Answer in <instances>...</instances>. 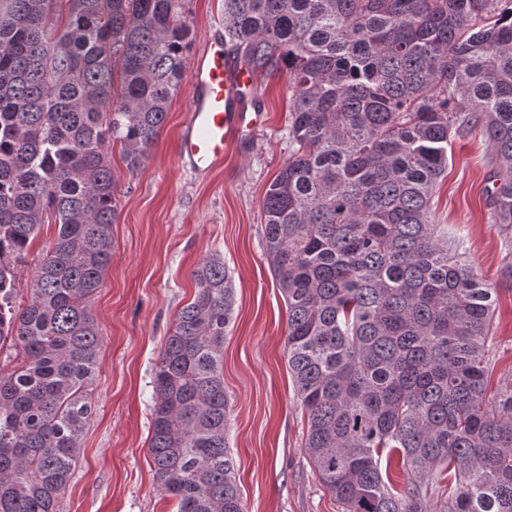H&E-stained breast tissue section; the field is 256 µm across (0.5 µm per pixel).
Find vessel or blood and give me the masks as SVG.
<instances>
[{"label": "vessel or blood", "mask_w": 512, "mask_h": 512, "mask_svg": "<svg viewBox=\"0 0 512 512\" xmlns=\"http://www.w3.org/2000/svg\"><path fill=\"white\" fill-rule=\"evenodd\" d=\"M254 77L211 40L188 70L189 117L179 135L182 161L197 174L223 163L232 143L254 133L259 120L250 99Z\"/></svg>", "instance_id": "1"}]
</instances>
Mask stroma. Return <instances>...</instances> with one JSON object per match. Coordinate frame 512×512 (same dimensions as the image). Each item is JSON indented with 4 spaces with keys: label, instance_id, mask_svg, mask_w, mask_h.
Masks as SVG:
<instances>
[{
    "label": "stroma",
    "instance_id": "35a3bbf8",
    "mask_svg": "<svg viewBox=\"0 0 512 512\" xmlns=\"http://www.w3.org/2000/svg\"><path fill=\"white\" fill-rule=\"evenodd\" d=\"M191 53L224 34V0H187ZM187 91L171 103L141 171L128 174L111 148L117 220L112 260L91 299L101 333L94 414L80 441L61 512H173L149 453L152 373L179 310L192 301L191 273L220 256L233 281L234 317L224 341L227 439L245 512H344L305 450L306 419L283 355L287 308L264 252L262 199L290 155L285 75L257 78L261 126L239 140L222 168L193 173L178 156ZM480 133L456 138L432 200L438 224L492 287L496 308L489 388L512 385V230L491 223L492 171Z\"/></svg>",
    "mask_w": 512,
    "mask_h": 512
}]
</instances>
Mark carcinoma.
I'll list each match as a JSON object with an SVG mask.
<instances>
[{"label":"carcinoma","mask_w":512,"mask_h":512,"mask_svg":"<svg viewBox=\"0 0 512 512\" xmlns=\"http://www.w3.org/2000/svg\"><path fill=\"white\" fill-rule=\"evenodd\" d=\"M184 2L0 0V512H60L94 413L108 149L134 174L158 138L188 61ZM224 44L291 89L265 256L319 480L344 512H512V388L487 395L493 289L431 208L448 147L479 128L491 217L512 228V0H224ZM192 277L153 370L155 481L177 512H244L226 439L232 277L216 255ZM55 234V226L53 224H46L43 226L41 234L37 237L34 244L32 245L29 254L26 258V264L24 267V271L22 274V284L20 286V299L22 296V303L24 301H27L28 291H27V283L30 281L31 274L33 272V269L35 268V265L37 264V261L40 257V253L42 251V248L44 247L45 243L50 239L53 238ZM18 299V300H20Z\"/></svg>","instance_id":"1"}]
</instances>
